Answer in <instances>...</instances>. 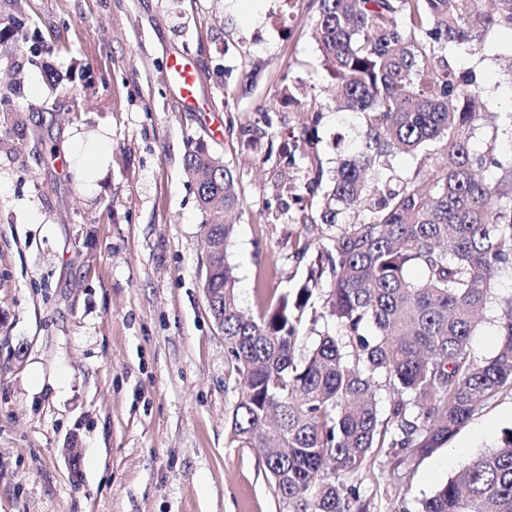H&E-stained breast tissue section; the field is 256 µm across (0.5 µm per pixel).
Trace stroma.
Listing matches in <instances>:
<instances>
[{
  "label": "stroma",
  "instance_id": "obj_1",
  "mask_svg": "<svg viewBox=\"0 0 512 512\" xmlns=\"http://www.w3.org/2000/svg\"><path fill=\"white\" fill-rule=\"evenodd\" d=\"M320 0H25L49 44L0 51V84L20 66L17 99L37 138L0 116V512H281L261 451L234 441L236 374L202 288L204 214L183 172L202 141L233 168L240 206L228 258L243 311L299 287L336 230L299 223L281 186L303 188L306 160L283 143L321 111L317 153L336 168V111L313 27ZM488 31L467 56L482 111L512 159V76ZM178 56L198 75L184 105L167 77ZM248 135H241L240 127ZM107 135L109 161L86 181L75 150ZM306 257H296L300 247ZM512 297L497 270L472 341L497 349ZM512 427V391L476 412L399 495L386 454L359 473L369 512H416L478 449Z\"/></svg>",
  "mask_w": 512,
  "mask_h": 512
}]
</instances>
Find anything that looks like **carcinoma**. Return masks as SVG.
<instances>
[{
    "mask_svg": "<svg viewBox=\"0 0 512 512\" xmlns=\"http://www.w3.org/2000/svg\"><path fill=\"white\" fill-rule=\"evenodd\" d=\"M320 0L318 51L330 73L336 111L359 116L363 138L342 156L323 188L315 147L320 112L293 137L288 164L308 159L303 192L293 196L302 224L336 227L319 247L304 284L246 315L228 259L229 221L210 223L206 259L212 316L224 317V347L239 386L229 422L236 440L265 457L283 512H367L353 483L386 450L401 490L421 461L477 411L512 391V299L498 317L500 345L478 360L470 350L494 270L512 266V163L495 157L498 117L479 113L483 88L456 50L477 49L493 29L512 33V0ZM0 42L24 49L23 15L4 13ZM16 89L0 91V114L18 116ZM481 133L487 150L470 142ZM435 155L413 179L394 170L398 154ZM501 170L491 181L490 168ZM202 213L239 206L237 176L197 141L184 156ZM374 202L366 221L340 216ZM324 295L317 332L296 358L304 314ZM389 395L382 404L380 392ZM418 512H512V428L427 498Z\"/></svg>",
    "mask_w": 512,
    "mask_h": 512,
    "instance_id": "cac0c4a2",
    "label": "carcinoma"
}]
</instances>
